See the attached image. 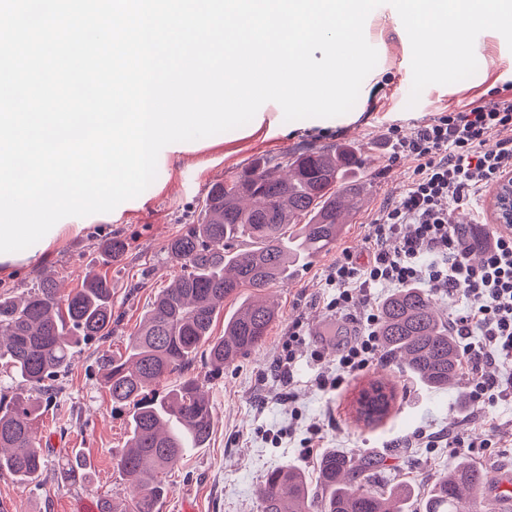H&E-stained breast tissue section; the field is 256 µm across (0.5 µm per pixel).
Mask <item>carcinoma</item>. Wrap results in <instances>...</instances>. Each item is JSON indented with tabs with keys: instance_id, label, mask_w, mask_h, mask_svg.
<instances>
[{
	"instance_id": "1",
	"label": "carcinoma",
	"mask_w": 512,
	"mask_h": 512,
	"mask_svg": "<svg viewBox=\"0 0 512 512\" xmlns=\"http://www.w3.org/2000/svg\"><path fill=\"white\" fill-rule=\"evenodd\" d=\"M358 167L360 158L343 147L301 153L284 173L277 165L254 164L213 185L197 222L168 242L167 255L180 274L155 295L130 334L126 354L101 363V384L112 405L132 406L127 446L116 465L135 492L123 508L102 497L100 512H159L170 492L159 474L174 469L186 449L202 447L212 433L209 398L198 378L188 375L199 349L207 346L208 364L219 373L264 344L279 314L260 292L287 283L297 267L328 251L345 232V217L357 213L363 200L360 188L344 184L345 174ZM125 250L118 237L103 246L114 265ZM243 288L255 295L224 319V335L211 336L224 300ZM380 314L385 358L432 389L455 388L462 354L431 294L400 288L385 298ZM111 335L112 285L105 277L91 276L64 295L45 275L17 299L0 295V364L15 387L11 395L0 391V475L21 484L41 482L46 460L36 423L52 402V382L68 372L79 342ZM171 375V386L156 392ZM394 397L383 380H370L360 393L358 419L380 423ZM85 469V460L68 457L56 478L83 480ZM490 482L489 468L464 459L434 482L420 512H496L485 490ZM258 496L261 512H408L411 488H388L372 463L333 451L320 458L316 487L285 464L266 474Z\"/></svg>"
}]
</instances>
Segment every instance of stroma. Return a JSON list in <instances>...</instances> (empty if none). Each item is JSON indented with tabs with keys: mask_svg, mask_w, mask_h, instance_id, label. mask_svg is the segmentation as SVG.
Wrapping results in <instances>:
<instances>
[{
	"mask_svg": "<svg viewBox=\"0 0 512 512\" xmlns=\"http://www.w3.org/2000/svg\"><path fill=\"white\" fill-rule=\"evenodd\" d=\"M365 28L378 63L364 79L349 113L318 121L280 120L256 133L246 125L219 133L217 147L170 156L158 187L148 189L146 198L121 203L119 218L94 222L76 234L63 233L36 258L0 266L2 294L23 295L47 271L56 274L67 292L81 287L92 273L106 276L113 287L111 337L74 349L70 370L57 378V394L39 418L47 459L42 484L24 486L9 475L0 476V512H78L87 500L96 502L106 495L119 502L131 498L130 483L116 466L128 438L127 413L113 408L108 391L99 383L100 356L125 353L131 332L158 290L178 274L164 248L196 221L213 184L258 161L283 166L303 149L339 144L350 145L363 160L367 188L363 205L335 246L316 256L294 280L268 289L279 319L262 347L213 377L205 354L197 355L190 373L210 396L213 431L205 447L184 455L167 474L172 491L159 512H184L189 501L194 512H261L258 488L268 472L288 463L315 480L318 461L327 450L373 459L378 473L421 493L463 456L485 462L495 472H512V447L480 445L486 419H493L499 431L512 433V390L491 406L474 405L463 412L458 402L470 395L467 379H460L449 391H430L396 363H376L331 393L313 383L318 372L335 370L337 348L358 335L355 324L328 311L319 299L321 279L342 248H351L356 259H365L369 224L412 176L410 160L390 159L389 124H398L407 136L436 113L512 87V49L500 33L484 31L475 41L476 74L455 84L428 86L417 105L408 107L409 95L403 87L412 81L411 45L393 7L376 8ZM115 236L125 239L128 247L121 264L112 266L102 263L100 254ZM295 321L302 323L311 349L322 358L299 362L293 381L283 389L271 375L270 365ZM379 376L394 386L396 401L382 423L367 427L356 422L354 401L368 380ZM318 421L327 425L324 446L309 453L302 443L309 425ZM431 434L457 435L469 446L452 448L443 440L434 448L427 441ZM275 435L280 436V445L271 444ZM413 435L419 438L417 447H401V440ZM76 452L91 463L90 481L57 482L54 473L59 464Z\"/></svg>",
	"mask_w": 512,
	"mask_h": 512,
	"instance_id": "stroma-1",
	"label": "stroma"
}]
</instances>
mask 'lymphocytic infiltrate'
Segmentation results:
<instances>
[{"mask_svg": "<svg viewBox=\"0 0 512 512\" xmlns=\"http://www.w3.org/2000/svg\"><path fill=\"white\" fill-rule=\"evenodd\" d=\"M387 135L393 159L412 160L413 174L370 225L366 261L345 250L324 275L327 309L358 324L359 337L337 351L336 376L320 373L315 382L335 391L381 361L374 289L425 286L465 299L449 329L462 350L472 400L493 403L502 385L489 370L512 362V234L474 240L454 212L512 175V95L438 113L408 137L394 125ZM311 355L301 324L293 323L274 361L277 379L290 381Z\"/></svg>", "mask_w": 512, "mask_h": 512, "instance_id": "f902f5d3", "label": "lymphocytic infiltrate"}]
</instances>
